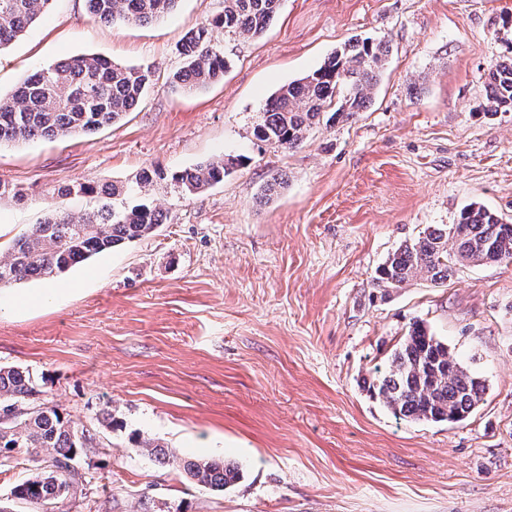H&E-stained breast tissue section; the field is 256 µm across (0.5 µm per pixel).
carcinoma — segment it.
Instances as JSON below:
<instances>
[{"instance_id": "cac0c4a2", "label": "carcinoma", "mask_w": 512, "mask_h": 512, "mask_svg": "<svg viewBox=\"0 0 512 512\" xmlns=\"http://www.w3.org/2000/svg\"><path fill=\"white\" fill-rule=\"evenodd\" d=\"M52 0H0V50L16 40ZM178 0H86L95 21L147 25L170 13ZM282 0H222L221 10L190 30L179 55L182 66L172 82L186 90L203 88L224 76L229 62L214 39V30L252 38L275 19ZM390 53L385 41L351 39L330 54L313 73L279 88L269 99L256 136L294 148L321 122L347 121L364 111ZM153 76L149 66L115 64L95 54L77 55L24 75L12 95L0 100V144L89 134L121 121L141 101ZM490 113L512 110V57L486 74ZM242 159L228 157L172 174L188 197L224 181ZM84 194L99 199L97 209L76 215L61 200ZM117 186L94 183L60 185L50 195L43 222L33 224L0 254V288L32 278L48 279L113 248L139 240L166 221L165 212L148 204L117 207ZM512 261V222L482 206L463 209L456 223L439 224L407 241L376 271L384 291L402 288L417 278L446 284L463 264ZM369 391L396 416L427 421L460 422L481 401L484 386L454 359L448 344L425 322L414 320L388 359L385 372L373 377ZM41 390L28 370L0 367V409L20 405L21 412L0 418V463L25 454L33 463L29 477L10 492L11 500L31 512H56L57 504L85 482L76 467L88 447L85 433L54 406L38 401ZM50 450L40 457L41 450ZM157 459L183 469L201 488L221 492L241 478L222 459L182 460L165 449H150Z\"/></svg>"}]
</instances>
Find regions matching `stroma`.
Listing matches in <instances>:
<instances>
[{
  "mask_svg": "<svg viewBox=\"0 0 512 512\" xmlns=\"http://www.w3.org/2000/svg\"><path fill=\"white\" fill-rule=\"evenodd\" d=\"M222 0H178L148 25H103L53 0L0 50V99L60 59L149 65L139 108L89 135L0 145V239L47 213L58 183L126 187L167 212L155 232L71 268L60 292L0 308V366L87 431L81 491L62 512H512V263L383 291L402 243L477 203L512 221V111L490 114L488 68L512 56V0H282L268 30L219 36L222 81L171 83L183 36ZM384 40L370 107L284 149L254 128L272 93L352 38ZM243 163L182 196L171 173ZM164 172L145 190V170ZM286 187L259 201L272 175ZM420 319L485 384L464 421L395 417L365 379ZM221 457L242 478L193 485L147 452Z\"/></svg>",
  "mask_w": 512,
  "mask_h": 512,
  "instance_id": "obj_1",
  "label": "stroma"
}]
</instances>
